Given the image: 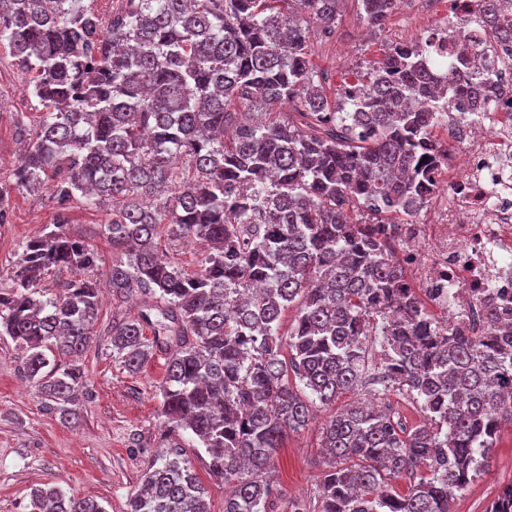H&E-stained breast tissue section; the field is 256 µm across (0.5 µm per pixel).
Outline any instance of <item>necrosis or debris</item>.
<instances>
[{"instance_id": "1", "label": "necrosis or debris", "mask_w": 512, "mask_h": 512, "mask_svg": "<svg viewBox=\"0 0 512 512\" xmlns=\"http://www.w3.org/2000/svg\"><path fill=\"white\" fill-rule=\"evenodd\" d=\"M485 105L442 117L451 140L438 145V187L421 221L398 225L392 240L429 310L477 332L485 298L512 308V98Z\"/></svg>"}]
</instances>
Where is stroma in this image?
Returning <instances> with one entry per match:
<instances>
[{
    "label": "stroma",
    "instance_id": "obj_1",
    "mask_svg": "<svg viewBox=\"0 0 512 512\" xmlns=\"http://www.w3.org/2000/svg\"><path fill=\"white\" fill-rule=\"evenodd\" d=\"M448 9V0H401L382 32L368 34L359 0H343L336 32L316 46L312 60L326 92L341 89L359 68L380 59L387 46L422 37ZM35 98L30 77L0 47V185L10 188L12 221L0 225V287L6 286L22 242L42 234L52 222L49 189L35 193L12 190L20 140L17 120L34 122ZM105 214L76 209L67 227L73 238L91 244L99 254L97 281L100 310L92 340L84 352L86 385L74 408L75 420L62 421L47 411L37 390L21 376L14 342L0 336V512H28L30 491L46 483L65 495L91 498L105 512H126L128 497L139 486V474L158 456L153 439L159 427V387L169 354L156 351L136 372L112 355L109 328L114 313L135 318L142 302L115 307L108 286L119 254L102 236ZM329 409L315 407L309 424L289 432L274 459L272 475L282 492L280 512L294 501L315 498L330 461L320 448V431ZM512 482V424L503 425L483 471L452 502L454 512H488L501 487Z\"/></svg>",
    "mask_w": 512,
    "mask_h": 512
}]
</instances>
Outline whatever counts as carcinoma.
<instances>
[{"label":"carcinoma","mask_w":512,"mask_h":512,"mask_svg":"<svg viewBox=\"0 0 512 512\" xmlns=\"http://www.w3.org/2000/svg\"><path fill=\"white\" fill-rule=\"evenodd\" d=\"M341 2L112 0L104 20L81 0H0V44L41 105L35 125L19 122L14 188L53 180L55 210L0 288V336L48 408L76 416L82 367L44 353L79 357L98 317V253L66 230L75 208L110 207L101 232L126 256L112 264V301L159 302V320L143 311L110 327L130 371L156 347L170 354L162 452L127 512H208L186 431L209 476L234 484L224 512H276L263 474L287 432L308 425L313 400L329 407L362 384L373 336L389 385L427 424L408 430L363 404L336 411L321 432L333 462L315 512H452L454 491L512 423V321L493 304L480 336L438 321L387 232L430 192L422 150L441 113L486 96L483 61L444 56L439 35L399 42L332 98L310 56L336 32ZM397 3L360 0L363 18L380 31ZM477 16L487 39L512 41V0H479ZM177 237L202 244L198 268L160 256ZM62 269L82 278L37 297ZM423 464L406 493L388 484ZM29 507L105 512L51 486L33 489ZM489 512H512V484Z\"/></svg>","instance_id":"obj_1"}]
</instances>
